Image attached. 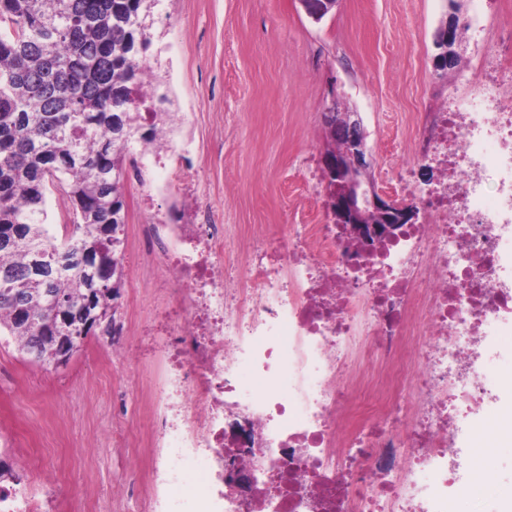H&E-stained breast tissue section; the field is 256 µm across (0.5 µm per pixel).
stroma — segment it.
<instances>
[{
    "instance_id": "stroma-1",
    "label": "stroma",
    "mask_w": 512,
    "mask_h": 512,
    "mask_svg": "<svg viewBox=\"0 0 512 512\" xmlns=\"http://www.w3.org/2000/svg\"><path fill=\"white\" fill-rule=\"evenodd\" d=\"M448 11V0H337L316 21L301 0H163L146 58L192 116L200 203L235 239L256 224L329 222L325 183L306 174L319 165L335 100L361 116L371 178L386 190L384 170L410 163L418 112L440 98L433 36ZM161 276L140 263L115 321L143 324L166 300ZM129 374L124 351L99 332L58 368L0 338V461L29 463L0 487L64 512H139L112 494L144 480L130 468L144 405ZM486 467L499 484L461 500L459 512H500L512 493V449Z\"/></svg>"
}]
</instances>
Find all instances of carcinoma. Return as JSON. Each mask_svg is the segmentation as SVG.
Instances as JSON below:
<instances>
[{"label": "carcinoma", "mask_w": 512, "mask_h": 512, "mask_svg": "<svg viewBox=\"0 0 512 512\" xmlns=\"http://www.w3.org/2000/svg\"><path fill=\"white\" fill-rule=\"evenodd\" d=\"M161 0H0V331L36 361L56 362L59 304L92 288L113 318L123 279L124 161L153 133L136 95L163 103L167 76L146 81ZM60 182L79 235L59 246L47 191Z\"/></svg>", "instance_id": "1"}]
</instances>
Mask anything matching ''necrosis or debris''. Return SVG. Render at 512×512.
Listing matches in <instances>:
<instances>
[{
	"instance_id": "4bbe7bcc",
	"label": "necrosis or debris",
	"mask_w": 512,
	"mask_h": 512,
	"mask_svg": "<svg viewBox=\"0 0 512 512\" xmlns=\"http://www.w3.org/2000/svg\"><path fill=\"white\" fill-rule=\"evenodd\" d=\"M478 66L418 115L425 223L368 255L332 224H259L238 260L189 140L158 102L141 110L155 137L134 176L165 173L139 196L141 234L169 291L128 354L164 365L144 395L145 512H455L495 482L456 440L495 416L512 335V27ZM164 193L178 202L160 212ZM235 449L242 496L224 490Z\"/></svg>"
}]
</instances>
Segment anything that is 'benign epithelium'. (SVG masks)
Here are the masks:
<instances>
[{
	"mask_svg": "<svg viewBox=\"0 0 512 512\" xmlns=\"http://www.w3.org/2000/svg\"><path fill=\"white\" fill-rule=\"evenodd\" d=\"M302 3L307 13L319 21L337 0H302ZM454 19L455 11L451 10L437 32L435 63L459 49L452 40ZM336 135L344 140V148L321 155L328 213L347 247L359 245L370 250L378 241L398 236L404 225L416 223L419 210L413 204H400L390 199L375 187L370 178L371 154L358 113L345 110L336 113ZM246 484L241 472L230 464L225 466L227 493L241 494Z\"/></svg>",
	"mask_w": 512,
	"mask_h": 512,
	"instance_id": "obj_1",
	"label": "benign epithelium"
}]
</instances>
